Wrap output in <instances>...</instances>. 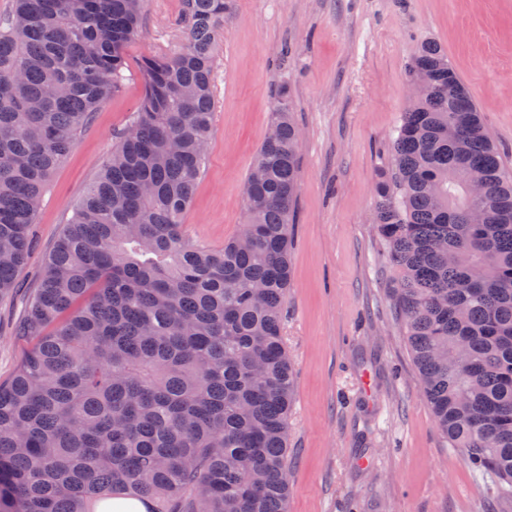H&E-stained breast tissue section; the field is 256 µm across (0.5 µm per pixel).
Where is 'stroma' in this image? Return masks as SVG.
Returning <instances> with one entry per match:
<instances>
[{
    "instance_id": "35a3bbf8",
    "label": "stroma",
    "mask_w": 512,
    "mask_h": 512,
    "mask_svg": "<svg viewBox=\"0 0 512 512\" xmlns=\"http://www.w3.org/2000/svg\"><path fill=\"white\" fill-rule=\"evenodd\" d=\"M182 0H145L121 91L94 114L39 203L35 244L0 298V381L31 348L17 336L44 259L144 93L145 57L180 47ZM441 43L486 128L512 154V0H232L216 48L214 125L183 215L219 248L244 222L243 191L285 90L301 129L285 339L288 512H497L425 401L391 298L397 272L373 224L420 44Z\"/></svg>"
}]
</instances>
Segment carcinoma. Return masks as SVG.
Listing matches in <instances>:
<instances>
[{"label": "carcinoma", "mask_w": 512, "mask_h": 512, "mask_svg": "<svg viewBox=\"0 0 512 512\" xmlns=\"http://www.w3.org/2000/svg\"><path fill=\"white\" fill-rule=\"evenodd\" d=\"M144 0H15L0 18V295L54 170L124 84ZM229 0H182L183 43L50 250L0 382V512H286L295 370L283 333L301 132L280 93L221 248L182 218L213 134ZM377 183L393 304L448 445L512 509V171L433 40ZM478 180L482 193H470Z\"/></svg>", "instance_id": "1"}]
</instances>
